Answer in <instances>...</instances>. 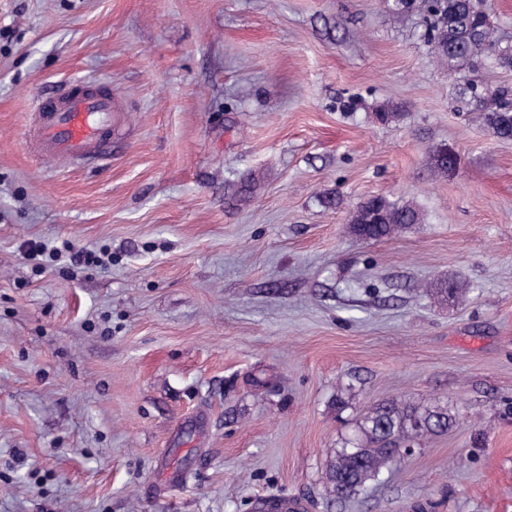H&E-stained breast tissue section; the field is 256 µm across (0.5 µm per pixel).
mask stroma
<instances>
[{
  "mask_svg": "<svg viewBox=\"0 0 512 512\" xmlns=\"http://www.w3.org/2000/svg\"><path fill=\"white\" fill-rule=\"evenodd\" d=\"M391 3L0 0V512H512V139L466 94L512 68ZM76 75L117 108L86 166L35 146ZM375 196L421 223L355 236ZM393 396L456 424L337 498Z\"/></svg>",
  "mask_w": 512,
  "mask_h": 512,
  "instance_id": "stroma-1",
  "label": "stroma"
}]
</instances>
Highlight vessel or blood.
Segmentation results:
<instances>
[{
    "instance_id": "b4317fda",
    "label": "vessel or blood",
    "mask_w": 512,
    "mask_h": 512,
    "mask_svg": "<svg viewBox=\"0 0 512 512\" xmlns=\"http://www.w3.org/2000/svg\"><path fill=\"white\" fill-rule=\"evenodd\" d=\"M111 92L96 81L76 79L33 103L37 144L43 155L91 163L111 152Z\"/></svg>"
}]
</instances>
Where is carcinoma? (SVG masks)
Here are the masks:
<instances>
[{
  "label": "carcinoma",
  "mask_w": 512,
  "mask_h": 512,
  "mask_svg": "<svg viewBox=\"0 0 512 512\" xmlns=\"http://www.w3.org/2000/svg\"><path fill=\"white\" fill-rule=\"evenodd\" d=\"M429 22L425 42L431 53L453 70L465 64L473 67L497 58L512 66V46L502 47L493 37L485 0H425ZM483 120L498 137L512 139V97L501 90L487 96L471 87ZM419 211L384 197H372L350 215L351 231L363 239H379L416 224ZM455 416L448 406L416 405L391 398L366 414L357 434L336 451L327 473L333 492L341 498L381 481L383 471L394 458V448L410 446L430 435L445 432Z\"/></svg>",
  "instance_id": "carcinoma-1"
}]
</instances>
